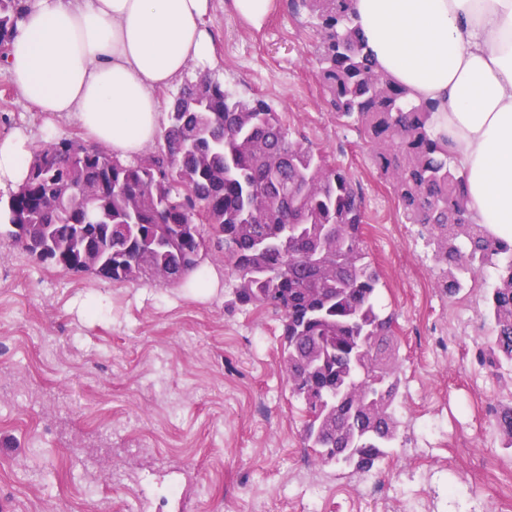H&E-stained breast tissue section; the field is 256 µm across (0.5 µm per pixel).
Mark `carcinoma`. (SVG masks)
<instances>
[{"instance_id":"carcinoma-1","label":"carcinoma","mask_w":512,"mask_h":512,"mask_svg":"<svg viewBox=\"0 0 512 512\" xmlns=\"http://www.w3.org/2000/svg\"><path fill=\"white\" fill-rule=\"evenodd\" d=\"M316 33L319 79L336 119L370 145V160L434 262L435 287L458 294L492 269L485 296L490 339L475 362L512 371V240L477 224L466 173L435 134L431 104L377 69L352 16V0H292ZM26 0H0L6 49ZM164 145L122 163L104 145L50 140L7 202L0 240L79 272L86 240L103 278L176 284L210 260L237 279L230 306L280 314V365L302 403L306 447L321 466L362 477L405 446L406 380L394 314L380 301L382 273L363 240L365 211L353 177L288 125L261 96L247 98L205 75L167 112ZM512 448V403L495 412Z\"/></svg>"}]
</instances>
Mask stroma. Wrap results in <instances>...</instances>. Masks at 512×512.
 Wrapping results in <instances>:
<instances>
[{"label":"stroma","mask_w":512,"mask_h":512,"mask_svg":"<svg viewBox=\"0 0 512 512\" xmlns=\"http://www.w3.org/2000/svg\"><path fill=\"white\" fill-rule=\"evenodd\" d=\"M229 0H213L214 74L245 96L270 102L293 137L348 171L365 210V246L383 274L381 298L396 316L406 378L404 429L450 402L459 426L454 451L431 463L469 484L473 501L448 512H494L512 488V448L492 417L462 414L482 399L512 402V381L472 359L490 327L482 296L492 273L444 296L433 263L402 223L389 185L354 129L328 108L318 81L316 37L306 13L275 0L262 28L238 21ZM42 121L0 77V138L26 132L44 142ZM237 281L196 296L179 285L113 284L39 262L0 243V512H408L418 487L404 481L416 462L407 449L376 471L380 500H364V480L315 462L302 438L301 404L280 370L281 322L273 311H225ZM475 325L454 348L438 329ZM495 463L490 477L476 470ZM180 485L181 500L164 489Z\"/></svg>","instance_id":"1"}]
</instances>
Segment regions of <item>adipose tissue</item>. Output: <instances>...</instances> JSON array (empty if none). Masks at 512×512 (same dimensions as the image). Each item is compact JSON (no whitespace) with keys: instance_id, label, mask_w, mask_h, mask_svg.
Wrapping results in <instances>:
<instances>
[{"instance_id":"obj_1","label":"adipose tissue","mask_w":512,"mask_h":512,"mask_svg":"<svg viewBox=\"0 0 512 512\" xmlns=\"http://www.w3.org/2000/svg\"><path fill=\"white\" fill-rule=\"evenodd\" d=\"M376 65L413 100L467 174L476 223L512 237V0H353ZM212 0H33L0 74L45 125L75 116L123 161L163 133L159 90L216 61ZM33 146L0 140V194L25 181Z\"/></svg>"}]
</instances>
